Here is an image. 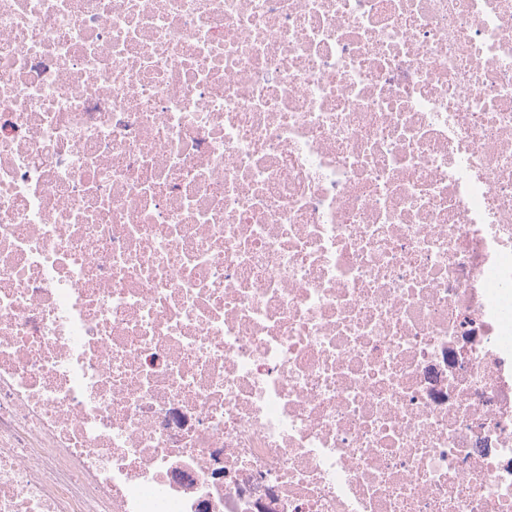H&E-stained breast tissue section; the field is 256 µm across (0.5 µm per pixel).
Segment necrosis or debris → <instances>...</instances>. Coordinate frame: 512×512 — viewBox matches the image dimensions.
<instances>
[{
	"label": "necrosis or debris",
	"mask_w": 512,
	"mask_h": 512,
	"mask_svg": "<svg viewBox=\"0 0 512 512\" xmlns=\"http://www.w3.org/2000/svg\"><path fill=\"white\" fill-rule=\"evenodd\" d=\"M0 512H512V0H0Z\"/></svg>",
	"instance_id": "obj_1"
}]
</instances>
